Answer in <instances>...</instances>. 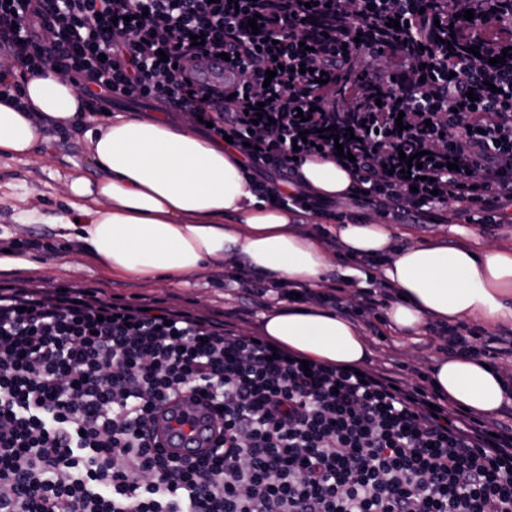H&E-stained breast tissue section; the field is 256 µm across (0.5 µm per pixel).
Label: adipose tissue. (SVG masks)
I'll use <instances>...</instances> for the list:
<instances>
[{
    "instance_id": "ef3b65f1",
    "label": "adipose tissue",
    "mask_w": 512,
    "mask_h": 512,
    "mask_svg": "<svg viewBox=\"0 0 512 512\" xmlns=\"http://www.w3.org/2000/svg\"><path fill=\"white\" fill-rule=\"evenodd\" d=\"M27 111L0 101V156H31L45 120H80L82 95L65 75L49 69L23 88ZM99 178L81 172L65 184L67 212L50 216L60 238L78 239L87 261L112 276L180 280L207 265L237 267L297 288H318L331 272L353 281L354 268L335 269L298 208L260 196L242 156L196 133L187 120L112 113L86 130ZM354 178L331 158L300 166L288 192L325 200L346 198ZM352 256L382 260L381 276L396 295L385 314L400 336L417 338L428 319L489 328L512 322V248L491 247L452 224L460 244L417 240L396 224L354 217L330 226ZM263 336L308 358L362 365L369 358L361 330L338 313L307 304H278L264 315ZM441 394L475 416L490 418L512 403V377L483 361L456 356L429 372Z\"/></svg>"
}]
</instances>
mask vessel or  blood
<instances>
[{
    "label": "vessel or blood",
    "mask_w": 512,
    "mask_h": 512,
    "mask_svg": "<svg viewBox=\"0 0 512 512\" xmlns=\"http://www.w3.org/2000/svg\"><path fill=\"white\" fill-rule=\"evenodd\" d=\"M154 430L167 453L188 458L207 453L212 423L202 406L178 401L157 413Z\"/></svg>",
    "instance_id": "b4317fda"
}]
</instances>
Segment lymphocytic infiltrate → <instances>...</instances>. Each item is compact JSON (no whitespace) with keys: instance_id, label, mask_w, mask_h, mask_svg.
I'll list each match as a JSON object with an SVG mask.
<instances>
[{"instance_id":"f902f5d3","label":"lymphocytic infiltrate","mask_w":512,"mask_h":512,"mask_svg":"<svg viewBox=\"0 0 512 512\" xmlns=\"http://www.w3.org/2000/svg\"><path fill=\"white\" fill-rule=\"evenodd\" d=\"M506 48L512 0H0V97L20 102L27 77L56 67L88 111L163 104L254 167L292 177L353 154L355 195L393 218L511 224ZM394 299L330 301L366 321ZM426 330L452 356L512 354V336ZM301 360L100 288L1 285L0 512H512V424L452 405L425 375ZM192 393L215 408L214 451L175 459L151 422Z\"/></svg>"}]
</instances>
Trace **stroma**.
I'll list each match as a JSON object with an SVG mask.
<instances>
[{"label": "stroma", "instance_id": "1", "mask_svg": "<svg viewBox=\"0 0 512 512\" xmlns=\"http://www.w3.org/2000/svg\"><path fill=\"white\" fill-rule=\"evenodd\" d=\"M45 134L48 144H37L30 161L0 157V242L19 243L20 255L31 261L24 268L0 269V283L17 285L25 280H44L99 286L108 294L129 301L162 300L170 306L236 324L244 333H258L263 311L241 299L238 284L230 279L234 270L231 264L209 265L183 282L145 283L131 277L106 276L85 261L75 244H64L52 225L20 226L17 218L21 212L35 209L54 215L67 210L68 199L60 185L73 170H82L92 179L99 175L91 161L89 143L81 132L51 126ZM36 240L41 243L37 249L32 246ZM376 327V332L367 336L372 366L390 370L400 362L405 366L404 377L410 378L446 356L440 342L429 341L428 337L414 342L398 336L384 320L378 321Z\"/></svg>", "mask_w": 512, "mask_h": 512}]
</instances>
